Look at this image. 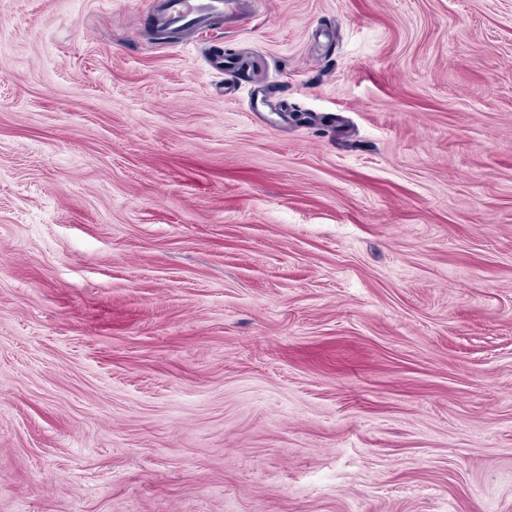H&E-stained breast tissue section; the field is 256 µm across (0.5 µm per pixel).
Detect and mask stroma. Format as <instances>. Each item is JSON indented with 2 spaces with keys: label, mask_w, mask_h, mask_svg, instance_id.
I'll return each instance as SVG.
<instances>
[{
  "label": "stroma",
  "mask_w": 512,
  "mask_h": 512,
  "mask_svg": "<svg viewBox=\"0 0 512 512\" xmlns=\"http://www.w3.org/2000/svg\"><path fill=\"white\" fill-rule=\"evenodd\" d=\"M0 0V512H512V0ZM237 0H169L163 21L192 36L205 19L214 20L239 13Z\"/></svg>",
  "instance_id": "35a3bbf8"
}]
</instances>
